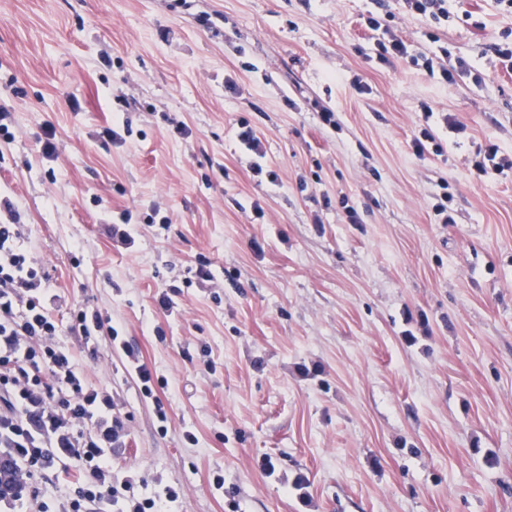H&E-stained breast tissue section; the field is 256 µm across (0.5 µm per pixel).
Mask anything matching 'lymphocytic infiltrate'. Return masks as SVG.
I'll return each mask as SVG.
<instances>
[{
    "label": "lymphocytic infiltrate",
    "mask_w": 512,
    "mask_h": 512,
    "mask_svg": "<svg viewBox=\"0 0 512 512\" xmlns=\"http://www.w3.org/2000/svg\"><path fill=\"white\" fill-rule=\"evenodd\" d=\"M361 18L372 33L368 60L389 65L399 59L417 64L422 77L444 86L467 73L438 35L437 51L413 54L408 41L390 29L381 13L384 0ZM16 225L0 224V455L19 483L4 504L9 512H164L183 491L149 477L139 482L112 478L109 447L126 425L106 388L79 371L60 341L62 327L50 303L42 264L21 249ZM73 471L68 498L48 503L42 485Z\"/></svg>",
    "instance_id": "f902f5d3"
}]
</instances>
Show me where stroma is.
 Segmentation results:
<instances>
[{
    "instance_id": "stroma-1",
    "label": "stroma",
    "mask_w": 512,
    "mask_h": 512,
    "mask_svg": "<svg viewBox=\"0 0 512 512\" xmlns=\"http://www.w3.org/2000/svg\"><path fill=\"white\" fill-rule=\"evenodd\" d=\"M370 7L0 0V224L60 323L97 313L151 370L164 426L108 330L61 337L126 422L115 474L182 486L171 512H512V169L471 168L512 151V16L448 0L437 33L485 81L444 87L365 59ZM426 122L442 155L411 150ZM510 37V40H509ZM502 67L512 72V29H507L490 45ZM512 168V154L506 153L497 143L489 142L484 149L480 148L472 162V168L477 176H484L489 171H503L505 167Z\"/></svg>"
}]
</instances>
